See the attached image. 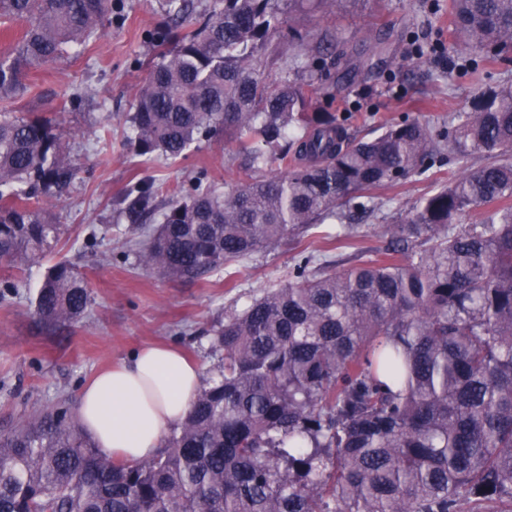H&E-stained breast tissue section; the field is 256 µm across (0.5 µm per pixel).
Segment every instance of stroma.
I'll use <instances>...</instances> for the list:
<instances>
[{
  "label": "stroma",
  "mask_w": 512,
  "mask_h": 512,
  "mask_svg": "<svg viewBox=\"0 0 512 512\" xmlns=\"http://www.w3.org/2000/svg\"><path fill=\"white\" fill-rule=\"evenodd\" d=\"M167 20L163 0H112V22L86 44L57 62L30 73V89L12 106L17 115L45 112L55 117L77 175L62 194L49 193L44 207L65 232L43 265L17 272L0 268V433L46 407L76 409L85 382L99 369L118 364L147 344L181 347L204 371L217 362L210 336L233 313L268 289L293 280L302 251L317 262L335 259L326 239L336 225H317L303 244L288 241L228 263L201 279L187 281L139 265L129 247L140 230L158 223L152 215L131 220L119 200L136 182L151 179L163 188H187L205 174L216 191L248 179L241 154L223 137L200 140L177 159L137 156L130 145L128 115L147 81L153 58L151 39ZM304 33L328 34L325 62L338 71L359 65L356 79L327 96L328 80L317 75L310 92L317 105L336 113L358 138H371L382 126L409 116L438 126L468 106L477 91L465 51L432 52L448 44V0H367L332 10L295 13ZM384 40L388 53L370 55ZM79 107L64 109L73 93ZM112 129L104 154L78 130ZM441 168L366 192L371 213L355 220L358 246L383 247V221L406 213L424 195L447 183ZM73 264L90 292L92 312L65 326H47L33 316L32 301L47 267ZM14 281L6 289L4 280Z\"/></svg>",
  "instance_id": "obj_1"
}]
</instances>
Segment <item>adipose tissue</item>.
Here are the masks:
<instances>
[{
    "mask_svg": "<svg viewBox=\"0 0 512 512\" xmlns=\"http://www.w3.org/2000/svg\"><path fill=\"white\" fill-rule=\"evenodd\" d=\"M202 386L196 361L150 345L97 373L81 390L77 415L100 453L135 462L158 452L166 430L185 419Z\"/></svg>",
    "mask_w": 512,
    "mask_h": 512,
    "instance_id": "obj_1",
    "label": "adipose tissue"
}]
</instances>
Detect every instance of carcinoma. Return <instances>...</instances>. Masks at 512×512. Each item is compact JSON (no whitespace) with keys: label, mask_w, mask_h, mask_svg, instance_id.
Masks as SVG:
<instances>
[{"label":"carcinoma","mask_w":512,"mask_h":512,"mask_svg":"<svg viewBox=\"0 0 512 512\" xmlns=\"http://www.w3.org/2000/svg\"><path fill=\"white\" fill-rule=\"evenodd\" d=\"M367 0H165L155 61L130 117L138 155L177 158L224 133L245 168L286 171L219 194L135 183L136 219L160 213L136 248L144 265L200 279L261 248L302 242L327 219H352L369 189L423 174L451 148L460 173L385 225L375 256L310 269L214 331L218 363L158 453H99L65 407L0 435V512H512V83L480 89L437 129L417 120L356 140L331 112H311L305 73L324 40L285 28L305 6ZM452 44L512 60V0H448ZM112 0H0V24L23 22L0 52V264H39L61 225L42 196L76 166L43 115L9 104L26 79L87 42ZM294 42L270 79L272 42ZM492 158L475 170L471 158ZM481 210L473 224L462 220ZM51 325L91 312L83 276L58 262L36 293Z\"/></svg>","instance_id":"1"}]
</instances>
